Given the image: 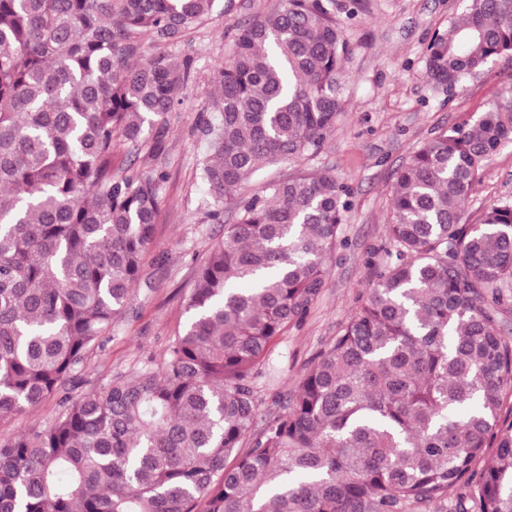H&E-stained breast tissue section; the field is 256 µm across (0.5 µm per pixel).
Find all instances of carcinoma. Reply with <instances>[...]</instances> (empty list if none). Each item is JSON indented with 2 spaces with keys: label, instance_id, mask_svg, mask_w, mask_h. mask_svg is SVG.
Wrapping results in <instances>:
<instances>
[{
  "label": "carcinoma",
  "instance_id": "1",
  "mask_svg": "<svg viewBox=\"0 0 512 512\" xmlns=\"http://www.w3.org/2000/svg\"><path fill=\"white\" fill-rule=\"evenodd\" d=\"M219 0H0V420L61 395L44 426L0 441V512H512V203L463 204L512 141V89L442 131L397 176L386 264L338 335L266 413L272 346L321 296L350 207L320 174L235 198L261 170L313 155L345 106L337 0H278L216 78L200 178L224 225L183 299L187 321L134 378L79 391L88 355L133 301L195 60L169 48ZM451 91L512 57V0H468L426 49ZM246 281L247 288L236 284ZM492 460L481 465L488 452Z\"/></svg>",
  "mask_w": 512,
  "mask_h": 512
}]
</instances>
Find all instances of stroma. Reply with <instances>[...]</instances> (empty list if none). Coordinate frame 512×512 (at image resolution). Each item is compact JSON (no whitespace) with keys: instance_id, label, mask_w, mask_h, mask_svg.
I'll list each match as a JSON object with an SVG mask.
<instances>
[{"instance_id":"1","label":"stroma","mask_w":512,"mask_h":512,"mask_svg":"<svg viewBox=\"0 0 512 512\" xmlns=\"http://www.w3.org/2000/svg\"><path fill=\"white\" fill-rule=\"evenodd\" d=\"M274 0H224V9L192 32L175 55L196 60L193 81L177 92L173 112L163 119L165 151L140 150L137 168L163 170L160 217L145 256L130 311L119 316L105 350L93 351L80 372L85 388L138 374L182 333L183 298L191 291L193 256H205L234 220H209L199 204L205 187L200 162L208 143L200 123L216 94L213 77L228 58L238 28L270 10ZM466 0H357L353 14L337 10L350 53L344 62L346 107L321 151L270 169L250 182L246 194L262 193L273 179L327 173L350 192L343 242L330 262L319 300L300 327L278 338L272 354L277 376L264 385V403L290 394L316 355L339 331L386 256L391 191L413 149L441 130L471 128L482 112L512 87V58L496 59L454 92L436 88L426 67V47L448 34L466 11ZM512 201V142L484 161L464 203L466 223L488 207Z\"/></svg>"}]
</instances>
